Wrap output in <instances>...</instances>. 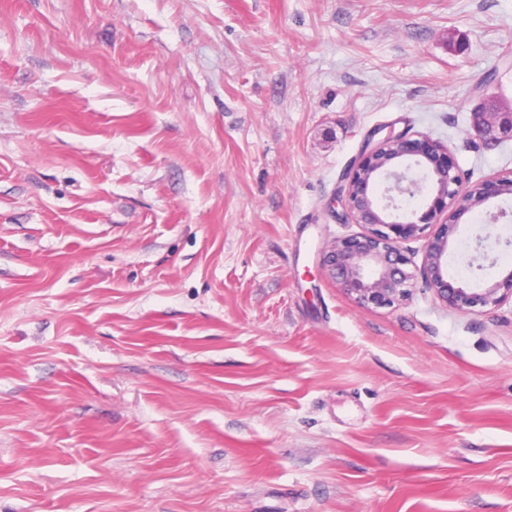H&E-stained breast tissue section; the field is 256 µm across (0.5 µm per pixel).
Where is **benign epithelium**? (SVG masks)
<instances>
[{"instance_id":"1","label":"benign epithelium","mask_w":512,"mask_h":512,"mask_svg":"<svg viewBox=\"0 0 512 512\" xmlns=\"http://www.w3.org/2000/svg\"><path fill=\"white\" fill-rule=\"evenodd\" d=\"M473 133L486 144L512 140V111L490 108L475 113ZM414 167L425 171L433 199L421 212L407 215L400 213L399 198L419 189V182L409 175ZM344 181L347 215L363 231L325 245L320 265L348 295L379 307L409 296L412 274L405 269L409 259L404 244L433 226L420 272L446 306L467 313L512 301V267L480 290L449 281L443 270L452 237L465 216L477 209L485 210L493 222L502 216L488 209V203L508 194L512 172L466 186L459 168L448 159L446 146L426 136L410 139L391 130L378 140L369 137ZM382 182L389 186L378 195L375 188Z\"/></svg>"}]
</instances>
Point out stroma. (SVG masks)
I'll return each instance as SVG.
<instances>
[{
    "mask_svg": "<svg viewBox=\"0 0 512 512\" xmlns=\"http://www.w3.org/2000/svg\"><path fill=\"white\" fill-rule=\"evenodd\" d=\"M512 0H0V512H512V303L319 265L384 127L470 182Z\"/></svg>",
    "mask_w": 512,
    "mask_h": 512,
    "instance_id": "35a3bbf8",
    "label": "stroma"
}]
</instances>
